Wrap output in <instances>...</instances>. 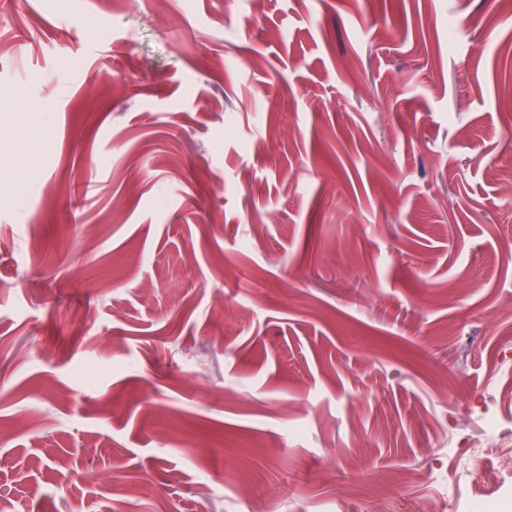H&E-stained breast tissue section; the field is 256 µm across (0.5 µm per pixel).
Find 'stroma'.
<instances>
[{
    "label": "stroma",
    "instance_id": "stroma-1",
    "mask_svg": "<svg viewBox=\"0 0 512 512\" xmlns=\"http://www.w3.org/2000/svg\"><path fill=\"white\" fill-rule=\"evenodd\" d=\"M488 10L0 0V502L381 512V475L392 512L512 506L472 466L512 438Z\"/></svg>",
    "mask_w": 512,
    "mask_h": 512
}]
</instances>
